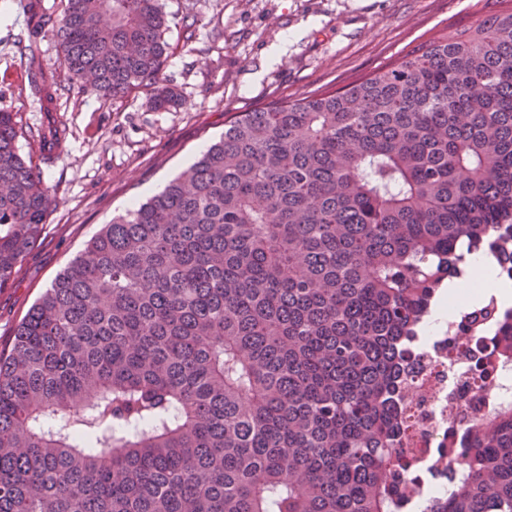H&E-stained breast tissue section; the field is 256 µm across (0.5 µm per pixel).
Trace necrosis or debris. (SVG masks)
<instances>
[{"label":"necrosis or debris","mask_w":512,"mask_h":512,"mask_svg":"<svg viewBox=\"0 0 512 512\" xmlns=\"http://www.w3.org/2000/svg\"><path fill=\"white\" fill-rule=\"evenodd\" d=\"M509 321L512 313L502 310L491 295L460 306L443 327L413 339L400 368L403 392L395 409L414 423L398 446L416 473L394 487V502L433 512L435 503L448 494V448L458 410L480 417L494 407H512V358L497 360L489 377L490 396L478 393L471 373L474 364L498 346Z\"/></svg>","instance_id":"necrosis-or-debris-1"}]
</instances>
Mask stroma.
<instances>
[{
	"mask_svg": "<svg viewBox=\"0 0 512 512\" xmlns=\"http://www.w3.org/2000/svg\"><path fill=\"white\" fill-rule=\"evenodd\" d=\"M171 45L161 77L178 106L155 109L145 90L105 100L66 81L51 116L68 132L63 154L44 160L54 199L40 239L0 289V351L32 304L112 217L159 192L219 140L229 112L299 99L399 63L432 38H449L495 0H163ZM20 0H0V110L39 128L48 115L14 62L25 30Z\"/></svg>",
	"mask_w": 512,
	"mask_h": 512,
	"instance_id": "1",
	"label": "stroma"
}]
</instances>
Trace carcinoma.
I'll list each match as a JSON object with an SVG mask.
<instances>
[{
    "label": "carcinoma",
    "mask_w": 512,
    "mask_h": 512,
    "mask_svg": "<svg viewBox=\"0 0 512 512\" xmlns=\"http://www.w3.org/2000/svg\"><path fill=\"white\" fill-rule=\"evenodd\" d=\"M83 90L144 88L161 0H26ZM32 93L61 74L14 40ZM0 110V288L53 199ZM512 227V8L357 84L236 112L93 236L0 353V512H393L395 362L463 247ZM435 512H512V409L462 416Z\"/></svg>",
    "instance_id": "1"
}]
</instances>
